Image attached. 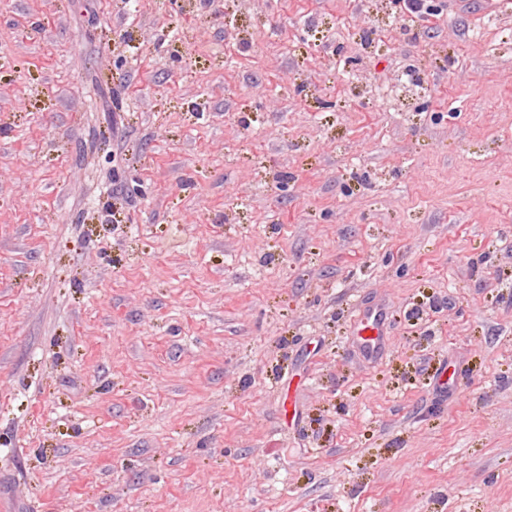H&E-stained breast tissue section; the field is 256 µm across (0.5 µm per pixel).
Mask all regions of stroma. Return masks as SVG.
<instances>
[{
  "label": "stroma",
  "instance_id": "stroma-1",
  "mask_svg": "<svg viewBox=\"0 0 512 512\" xmlns=\"http://www.w3.org/2000/svg\"><path fill=\"white\" fill-rule=\"evenodd\" d=\"M435 3L0 0V512H512V11ZM385 311L374 309L359 314L354 331L360 348L370 358L386 349Z\"/></svg>",
  "mask_w": 512,
  "mask_h": 512
}]
</instances>
